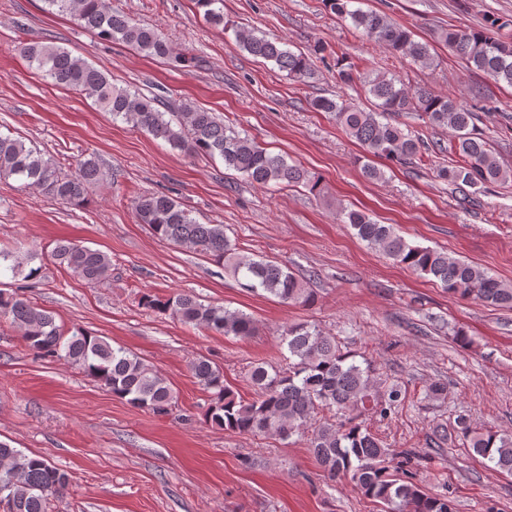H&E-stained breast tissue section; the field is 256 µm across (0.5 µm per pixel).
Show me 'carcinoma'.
Segmentation results:
<instances>
[{
  "label": "carcinoma",
  "instance_id": "cac0c4a2",
  "mask_svg": "<svg viewBox=\"0 0 512 512\" xmlns=\"http://www.w3.org/2000/svg\"><path fill=\"white\" fill-rule=\"evenodd\" d=\"M355 0H323L324 6L391 53L402 54L413 63L430 68L435 58L430 44L415 39L407 28L386 14L352 7ZM49 15L69 14L80 27L103 41L122 42L147 57H180L173 54L168 39L158 29L134 22L112 11L106 0H42ZM206 20L224 25L223 0H195ZM512 21L486 17L480 29H440L437 38L462 59L466 66L482 71L497 83L512 86V42L499 31ZM236 42L250 55L274 63L297 82L313 78L312 59L294 52L281 41L253 29L239 28ZM28 66L46 83L80 91L114 120L132 123L153 137L187 154L219 157L224 167L245 181L267 187L282 183L303 184L315 190L311 173L290 164L282 154L258 146L248 135L224 123L216 113L183 108L162 112L154 96L119 87L101 69L72 55L55 43L30 42L20 46ZM371 99L363 109L334 97L313 99L319 112L332 114L336 122L368 156L381 157L407 166L426 149L422 139L402 128L398 117L413 113L423 122L454 134L460 161L438 169V176L461 190L476 194L489 184L512 180V169L504 166L484 133L478 128L477 112L455 98L426 89H408L396 77L381 72H361L352 63L341 66L339 77L353 75ZM15 178L23 185L63 204L79 205L92 187L107 180L99 161L82 158L67 173L54 161L19 138L0 135V179ZM136 221L147 225L158 238L193 248L224 265L243 290L266 294L285 304H308L313 293L289 268L276 261L256 260L237 251L224 234L222 224H201L179 201L163 192L140 195L132 200ZM342 223L372 249L382 252L423 277L439 282L448 293L477 300L487 306L512 309V285L487 270L448 253L409 243L390 224H378L360 210L342 213ZM48 259L67 266L78 278L94 286L108 278L110 257L67 240H60ZM43 256L21 255L0 249V275L33 278L41 267L31 263ZM150 308L179 321L226 336L248 337L256 332L253 319L241 311L205 304L194 295L177 294L166 299L146 298ZM0 318L22 331L26 347L43 356L71 361L112 395L157 414L168 413L175 404L169 384L132 351L114 347L103 337L82 328L64 329L54 316L36 307L17 292L0 291ZM288 349V368L259 363L250 370L255 397L245 400L224 384L222 369L205 356L190 364L196 382L211 397L207 419L211 424L238 434L306 439L317 465L328 478L351 476L358 491L383 505L384 512H457L449 495H430L415 482V453L396 451L365 424L364 416H389L400 405L401 389L376 376L367 358L342 349L333 336L308 323L290 325L281 334ZM453 432L481 458L489 469L512 475V434L471 427L458 417ZM68 475L48 460L29 456L0 442V503L8 512H47L50 499L63 495Z\"/></svg>",
  "mask_w": 512,
  "mask_h": 512
}]
</instances>
